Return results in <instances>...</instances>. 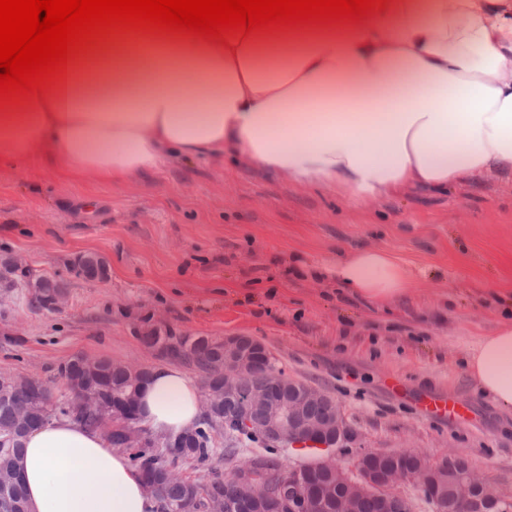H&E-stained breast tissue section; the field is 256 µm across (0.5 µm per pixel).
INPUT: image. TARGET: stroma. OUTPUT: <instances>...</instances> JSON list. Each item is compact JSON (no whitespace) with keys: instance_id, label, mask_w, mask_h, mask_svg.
Masks as SVG:
<instances>
[{"instance_id":"stroma-1","label":"stroma","mask_w":512,"mask_h":512,"mask_svg":"<svg viewBox=\"0 0 512 512\" xmlns=\"http://www.w3.org/2000/svg\"><path fill=\"white\" fill-rule=\"evenodd\" d=\"M362 246L402 260L412 290L374 309L336 282L293 272L297 261ZM85 253L106 259V279L73 271ZM1 255L63 281L67 300L36 311L28 289L12 288L0 302V373L59 395L58 368L77 355L153 368L159 357L130 331L145 315L182 335L245 334L339 404L353 435L342 462L363 450L455 455L512 495V412L467 370L471 348L500 322L501 298L512 296V180L364 205L207 158L118 186L0 174ZM428 393L471 401L473 424L422 418L413 401ZM215 441L209 469L180 461L181 477L203 482L263 453L250 445L230 455L223 436Z\"/></svg>"}]
</instances>
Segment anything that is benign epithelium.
Listing matches in <instances>:
<instances>
[{"label":"benign epithelium","mask_w":512,"mask_h":512,"mask_svg":"<svg viewBox=\"0 0 512 512\" xmlns=\"http://www.w3.org/2000/svg\"><path fill=\"white\" fill-rule=\"evenodd\" d=\"M216 347L224 349V359L213 365L208 385L203 387L206 413L222 404L226 431L240 425L270 443L290 448L311 444L324 451L310 464L289 468L286 480L271 495L264 490L257 463L234 468L224 477L223 504L233 500L241 512H322L329 505L332 512H358L359 503L372 497L378 502L379 512H397L398 502L404 501L400 486L414 482L422 490L434 484L447 493L445 497H431L436 512H512V496L502 493L472 469L460 475L452 469L450 455L431 463L417 453L419 468L412 472L396 464L401 457L397 452L367 450L356 457L351 467L338 463L333 450L346 447L352 436L336 402L330 401L323 416L310 414L311 404L329 401V396L289 377L276 365L268 371V384L244 395L240 389L251 378L256 358L268 356L266 346L252 336L230 334L217 339ZM81 363L85 371L82 377L67 372V365L61 366L60 375L67 389L62 398L75 408H92L127 422L126 446L142 445L144 432L137 396L146 376L145 368L126 365L128 382L118 396L120 406L105 407L89 382L101 369L98 358L84 356ZM35 389V380L30 377L0 374V397ZM251 406L261 409L262 414L246 418L242 409ZM195 432L192 428L162 438L157 447L168 456L178 457Z\"/></svg>","instance_id":"7a95c632"}]
</instances>
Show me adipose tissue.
<instances>
[{
    "mask_svg": "<svg viewBox=\"0 0 512 512\" xmlns=\"http://www.w3.org/2000/svg\"><path fill=\"white\" fill-rule=\"evenodd\" d=\"M226 159L353 203L512 176V0H387L357 24L299 25L210 42L107 34L48 91L0 110V172L124 184L173 160ZM382 308L413 279L361 248L308 267ZM479 388L512 409V321L471 349ZM151 433L199 424L201 388L151 369ZM19 460L28 512H156L142 472L105 431L53 419Z\"/></svg>",
    "mask_w": 512,
    "mask_h": 512,
    "instance_id": "adipose-tissue-1",
    "label": "adipose tissue"
}]
</instances>
